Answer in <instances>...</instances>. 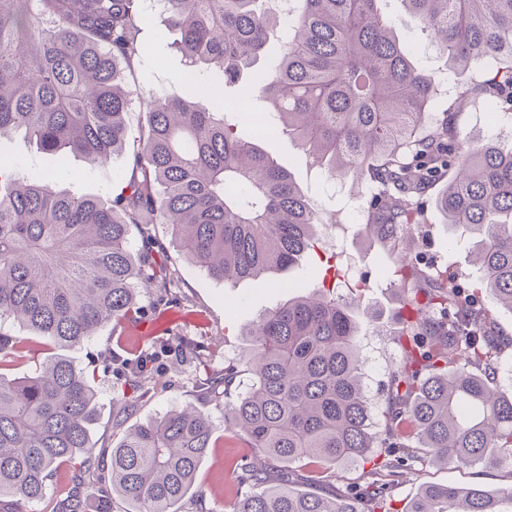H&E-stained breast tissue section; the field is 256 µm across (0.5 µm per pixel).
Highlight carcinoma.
I'll return each instance as SVG.
<instances>
[{
    "mask_svg": "<svg viewBox=\"0 0 512 512\" xmlns=\"http://www.w3.org/2000/svg\"><path fill=\"white\" fill-rule=\"evenodd\" d=\"M185 68L176 97L147 103L128 150L126 115L139 99L125 71L150 50L146 0H0V139L21 133L56 168L31 170L0 157V319L11 317L46 349H74L139 309L140 288L169 307L171 270L155 241L131 225L166 224L180 252L219 283L267 279L321 247L319 211L288 169L261 147L250 103L265 101L276 131L294 139L329 179L368 178L378 188L363 234L407 267L400 365L387 382L386 420L364 383L360 336L367 308L324 284L259 314L243 335L250 384L236 393L234 363L208 393L224 421L265 458L363 461L371 478L347 494L299 493L246 462L233 512H392L383 473L418 458L407 427L433 464H512V396L494 387L504 338L479 291L512 310V144L460 136L448 118L424 115L435 78L400 41L392 5L446 56L448 75L474 69L462 94L512 116V0H289L288 38L267 60L281 25L276 0H160ZM218 71L215 84L205 74ZM244 83L240 98L222 88ZM127 155L120 192L75 196L58 188L69 158L88 164ZM452 173L436 200L463 228L479 281L458 288L411 255L423 223L419 198ZM26 357L24 340L0 333V512L41 500L59 465L80 460L99 507L117 495L133 512H175L193 488L215 428L195 408L128 431L110 460L90 442L97 394L88 374L51 354L22 381L5 372ZM147 393L150 362L121 365ZM400 448L393 460L370 449ZM401 512H512V486L426 485Z\"/></svg>",
    "mask_w": 512,
    "mask_h": 512,
    "instance_id": "obj_1",
    "label": "carcinoma"
}]
</instances>
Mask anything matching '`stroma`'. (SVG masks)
I'll return each instance as SVG.
<instances>
[{"label":"stroma","mask_w":512,"mask_h":512,"mask_svg":"<svg viewBox=\"0 0 512 512\" xmlns=\"http://www.w3.org/2000/svg\"><path fill=\"white\" fill-rule=\"evenodd\" d=\"M150 39L151 51L133 74L143 97L180 95L176 77L184 68L181 55L171 48L162 31L151 33ZM454 123L461 134L475 138L485 137L491 131L505 135L512 133V118L502 116L495 125H488L482 106L476 103L464 104L461 112L455 113ZM264 148L291 170L301 189L321 210L324 222L334 226V238L324 249L336 254L349 278L364 288L362 302L375 315L374 327L362 332L367 358L366 382L373 398L383 401L389 373L401 358L394 333L399 326L403 297L382 272L388 249L362 235L364 215L353 210L356 200L366 194L368 187L363 182L343 184L321 176L312 168L306 153L287 136L267 141ZM70 166L69 175L60 183L61 189L75 195H105L124 172L126 159L120 156L91 166L74 157ZM439 190V185L435 184L421 196L428 222L422 229L416 255L428 267L446 271L466 286L473 274L471 256L464 244L456 242L434 207ZM148 230L170 258L175 281L173 293L179 305L162 315H155L156 294L152 291L144 293L140 299L143 314L124 324L99 330L97 336L71 351L70 356L78 368L95 374L93 386L99 413L93 427L94 446L98 455L109 456L126 429L183 406H195L211 418L216 428L214 446L200 467L195 492L201 495L202 506L207 512H232L242 474L241 465L253 458L254 451L225 423L223 399L207 396L202 386L207 376L223 370L225 363L239 361L245 347L243 329L265 309L286 301L288 291L266 281L254 280H244L233 287L223 286L181 255L167 225L152 224ZM172 336H182L190 342L192 359L186 360L177 354L168 356L160 366L165 387L138 395L123 427H115L113 402L123 386L118 361H135L147 356L157 348L161 338ZM366 471V465L361 463L328 468L301 462L291 467L289 479L291 485L302 490L344 493L361 483ZM475 482L490 486L510 485L512 467L494 470L478 466L446 468L422 461L395 482L390 497L394 508L399 510L422 485Z\"/></svg>","instance_id":"35a3bbf8"}]
</instances>
